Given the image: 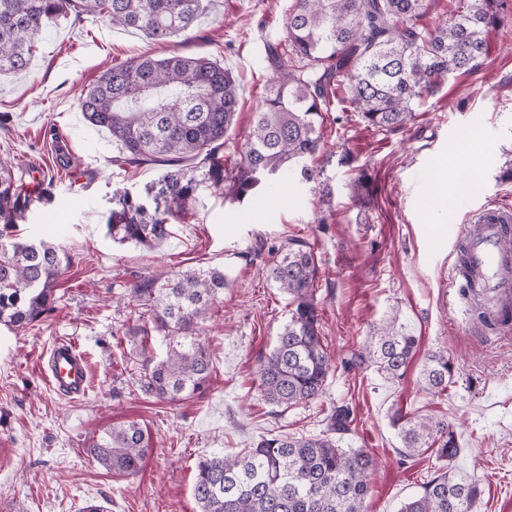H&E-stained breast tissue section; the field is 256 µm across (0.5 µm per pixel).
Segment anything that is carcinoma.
<instances>
[{"label":"carcinoma","instance_id":"1","mask_svg":"<svg viewBox=\"0 0 512 512\" xmlns=\"http://www.w3.org/2000/svg\"><path fill=\"white\" fill-rule=\"evenodd\" d=\"M430 0H292L284 46L269 45L273 69L262 107L240 161L224 165V138L236 124L239 86L232 73L205 56L140 57L107 68L79 97L84 119L112 139V164L163 166L145 196L116 193L108 234L117 243L155 247L172 237L178 216L206 184L241 201L264 182L285 178L321 145L330 96L346 90L343 111L364 123L396 130L416 118L417 101L448 76L477 69L486 34L498 22L499 0H456L451 16L423 22ZM203 0H0V81L26 71L48 26L74 14L133 29L166 42L195 25ZM28 200L20 196L11 162L0 159V324L23 329L57 302V280L68 257L49 240L17 237ZM263 273L289 299L288 321L255 376L264 400L278 407L320 398L331 370L322 343L315 288L320 275L309 243L291 238ZM226 277L219 269L181 270L148 277L130 289L153 327L171 338L166 357L147 360L140 389L182 398L205 389L211 360L200 329ZM418 339L397 318L369 337L358 359L391 380L403 376ZM425 388L448 389L452 365L435 353L422 370ZM349 412L329 416L326 433L260 440L236 455L213 454L196 465L193 496L201 512H362L376 459L362 448H341L331 434L349 431ZM403 456L434 449L451 462L459 437L445 419L398 414L392 419ZM135 422L104 431L84 453L115 475H135L144 456ZM478 484L445 471L400 512H473Z\"/></svg>","mask_w":512,"mask_h":512}]
</instances>
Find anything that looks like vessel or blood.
<instances>
[{
    "instance_id": "1",
    "label": "vessel or blood",
    "mask_w": 512,
    "mask_h": 512,
    "mask_svg": "<svg viewBox=\"0 0 512 512\" xmlns=\"http://www.w3.org/2000/svg\"><path fill=\"white\" fill-rule=\"evenodd\" d=\"M473 227L463 229L466 261L454 280L480 303L498 331H512V208L489 204L474 210ZM49 385L71 397L86 393L90 382L87 358L69 343L57 344L45 368Z\"/></svg>"
}]
</instances>
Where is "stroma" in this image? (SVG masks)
Wrapping results in <instances>:
<instances>
[{"mask_svg": "<svg viewBox=\"0 0 512 512\" xmlns=\"http://www.w3.org/2000/svg\"><path fill=\"white\" fill-rule=\"evenodd\" d=\"M291 0H211L205 16L157 44L101 21L64 20L39 41L30 71L0 83V157L36 199L19 223L21 239L58 243L70 263L58 279L54 310L34 326L0 325V512H199L192 494L198 460L235 454L264 438L323 433L331 411L349 407L343 448L378 459L364 512H399L444 468L476 481L474 512H512V341L493 332H461L467 305L453 283L456 234L487 203L512 206V0L487 36V54L470 73L424 94L416 118L397 131L365 126L332 103L323 145L276 190L261 187L230 202L200 187L172 221L165 244L113 242L112 194H143L161 167L120 168L107 134L84 120L78 98L103 70L141 55H202L230 68L241 89L224 160L240 159L272 76L265 45L282 42ZM479 139L458 166L447 160L466 133ZM478 168L476 189L457 192L464 168ZM447 169L448 203L432 205L430 179ZM299 237L320 264L316 298L323 342L333 357L318 400L289 409L264 401L255 365L289 316L288 298L261 274L273 248ZM229 276L202 339L212 374L187 399L142 393L145 358L162 359L168 338L146 335L129 302L132 284L185 269ZM398 316L418 338L403 377L391 381L356 355L373 327ZM74 342L91 367L88 392L54 391L42 373L46 354ZM447 354L453 377L434 394L421 382L433 353ZM448 419L460 452L444 464L431 452L403 456L395 414ZM140 424L142 471L117 476L83 450L110 426Z\"/></svg>", "mask_w": 512, "mask_h": 512, "instance_id": "35a3bbf8", "label": "stroma"}]
</instances>
